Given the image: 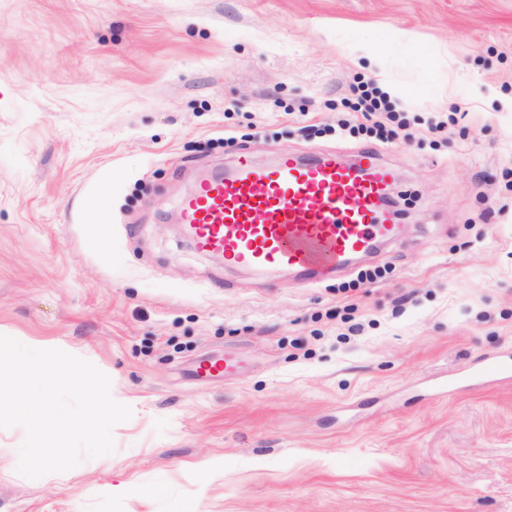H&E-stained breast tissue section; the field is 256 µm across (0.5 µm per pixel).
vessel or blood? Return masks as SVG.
<instances>
[{
	"instance_id": "b4317fda",
	"label": "vessel or blood",
	"mask_w": 512,
	"mask_h": 512,
	"mask_svg": "<svg viewBox=\"0 0 512 512\" xmlns=\"http://www.w3.org/2000/svg\"><path fill=\"white\" fill-rule=\"evenodd\" d=\"M391 180L370 150L311 161L283 154L269 165L244 153L180 199L179 220L198 251L223 256L226 266L285 270L316 283L394 234L382 210ZM485 382L512 383V355L462 368L441 388Z\"/></svg>"
}]
</instances>
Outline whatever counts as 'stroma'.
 I'll return each instance as SVG.
<instances>
[{
	"instance_id": "35a3bbf8",
	"label": "stroma",
	"mask_w": 512,
	"mask_h": 512,
	"mask_svg": "<svg viewBox=\"0 0 512 512\" xmlns=\"http://www.w3.org/2000/svg\"><path fill=\"white\" fill-rule=\"evenodd\" d=\"M362 83L384 137L337 133ZM245 147L374 150L395 240L317 285L196 251ZM0 335L132 409L37 479L0 428V512H512V384L437 389L512 350V0H0Z\"/></svg>"
}]
</instances>
